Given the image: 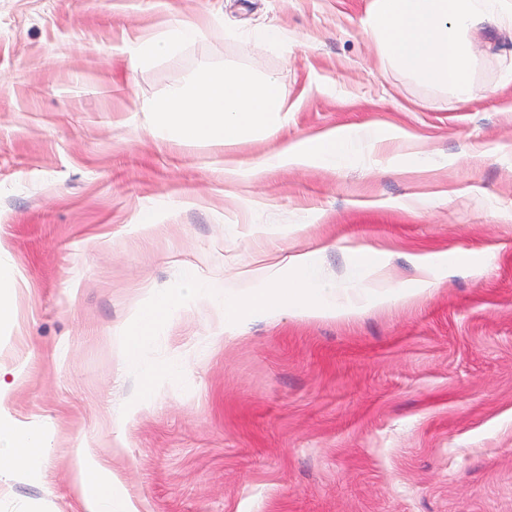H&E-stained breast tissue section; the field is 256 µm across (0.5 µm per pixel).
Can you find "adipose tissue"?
<instances>
[{"label":"adipose tissue","instance_id":"ef3b65f1","mask_svg":"<svg viewBox=\"0 0 512 512\" xmlns=\"http://www.w3.org/2000/svg\"><path fill=\"white\" fill-rule=\"evenodd\" d=\"M508 23L512 0H370L360 20L363 33L377 42L390 66L425 85L451 89L462 101L473 96L476 40ZM200 35L193 22L174 18L160 33L135 37L127 52L132 60L148 63ZM150 110L169 138L187 143L232 145L260 133H277L288 122L278 80L241 69L208 71L176 85L154 100ZM387 136L386 130L370 126L331 128L284 143L265 163L338 167L362 143ZM44 451L39 438L0 421V474L38 471ZM78 480L87 512H133L115 499L111 470L93 456L81 455Z\"/></svg>","mask_w":512,"mask_h":512}]
</instances>
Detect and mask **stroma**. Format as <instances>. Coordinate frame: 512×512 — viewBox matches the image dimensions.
Here are the masks:
<instances>
[{"label": "stroma", "mask_w": 512, "mask_h": 512, "mask_svg": "<svg viewBox=\"0 0 512 512\" xmlns=\"http://www.w3.org/2000/svg\"><path fill=\"white\" fill-rule=\"evenodd\" d=\"M368 5L0 0V420L46 448L39 471L0 477V512H86L84 450L136 512H512V35L475 44L463 104L382 63ZM175 16L202 38L132 61L128 42ZM225 68L278 78L287 127L230 147L163 137L150 102ZM363 124L408 132L418 160L387 140L334 170L257 167L282 140ZM366 246L387 253L391 302L240 330L190 302L152 353L184 385L134 402L121 334L150 291L187 270L243 288L310 251L342 286ZM449 249L472 264L416 290Z\"/></svg>", "instance_id": "1"}]
</instances>
